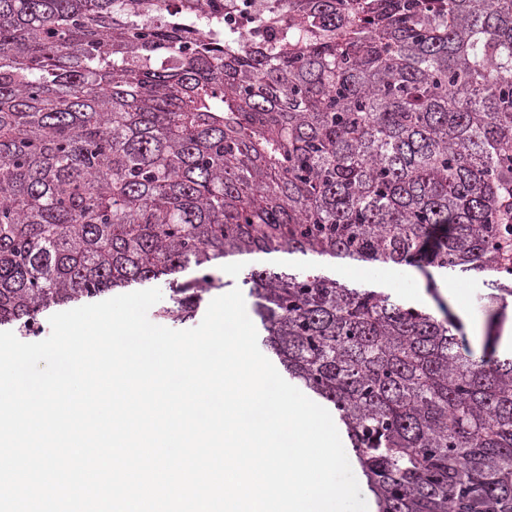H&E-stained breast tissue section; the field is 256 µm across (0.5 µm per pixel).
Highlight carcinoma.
<instances>
[{"instance_id":"cac0c4a2","label":"carcinoma","mask_w":512,"mask_h":512,"mask_svg":"<svg viewBox=\"0 0 512 512\" xmlns=\"http://www.w3.org/2000/svg\"><path fill=\"white\" fill-rule=\"evenodd\" d=\"M0 0V327L215 262L296 254L512 295V0ZM263 345L336 412L376 512H512V357L318 271L242 280ZM235 6L229 10H226L227 13H230L232 14L230 17L229 15H226L225 18H226V23L231 26L232 28L238 30V33L239 35L241 36V38L247 43H251L253 42L254 40V33H253V30H254V26L253 25H250V24H247L246 21H245V17L248 16V17H252V18H255L259 15V13H261L267 6H268V2L266 1H263V0H238V1H235ZM245 4L247 5V10L246 12L248 13H244V15L242 14V12L240 13L239 10L240 8L238 7L237 4Z\"/></svg>"}]
</instances>
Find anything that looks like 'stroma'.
Masks as SVG:
<instances>
[{"instance_id":"35a3bbf8","label":"stroma","mask_w":512,"mask_h":512,"mask_svg":"<svg viewBox=\"0 0 512 512\" xmlns=\"http://www.w3.org/2000/svg\"><path fill=\"white\" fill-rule=\"evenodd\" d=\"M264 267H287L292 272L303 273L311 269L321 270L350 286L379 288L391 293L396 300L413 304L422 303L429 310H436L438 302H445L462 330L460 342L474 357H481L484 351L482 336L487 319H494L496 325L493 347L497 356L512 354V300L502 299L487 304V289L480 277L455 271L449 273L452 284L441 297H433L426 289L424 278L414 269L391 264H377L360 267L358 275L346 274L345 264L328 257L302 256L299 254H274L269 256H243L225 264L218 271L226 290L240 287L249 270Z\"/></svg>"}]
</instances>
